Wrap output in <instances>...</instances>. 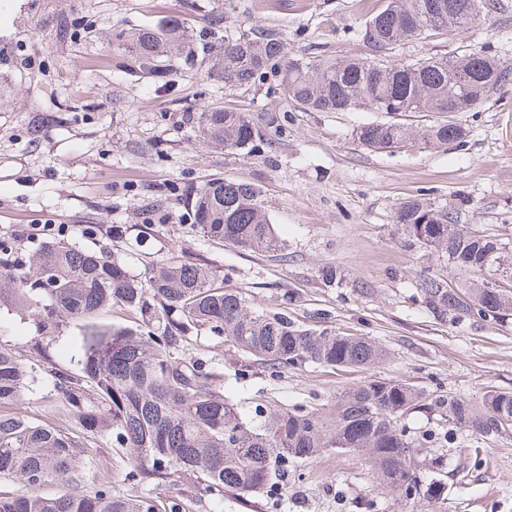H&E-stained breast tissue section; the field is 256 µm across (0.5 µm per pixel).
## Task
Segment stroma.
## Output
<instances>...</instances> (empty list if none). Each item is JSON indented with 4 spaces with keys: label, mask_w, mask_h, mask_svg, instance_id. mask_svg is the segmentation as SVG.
Returning <instances> with one entry per match:
<instances>
[{
    "label": "stroma",
    "mask_w": 512,
    "mask_h": 512,
    "mask_svg": "<svg viewBox=\"0 0 512 512\" xmlns=\"http://www.w3.org/2000/svg\"><path fill=\"white\" fill-rule=\"evenodd\" d=\"M195 6L197 26L223 13L228 26L281 31L291 55L309 59L371 56L358 31L371 0H0V242L35 250L44 239L117 252L131 274L171 247L207 258L228 289L277 309L294 294L288 314L300 326L330 328L374 339L386 359L367 369L337 370L313 363L274 374L231 343L205 334L193 356L221 365L224 396L246 417L295 405L327 408L345 390L391 379L481 403L488 392L512 391V323L440 321L419 300L428 275L446 273L433 250L405 247L395 226L399 204L418 197L456 210L459 223L512 240V81L471 112L454 113L469 135L439 148L365 150L359 125L381 112H299L273 88L225 90L198 65L171 83L119 66L106 33L117 26L155 24ZM460 33L411 39L390 51L411 62L485 49L512 63V0ZM218 101L250 115L287 112L282 132H267L261 151H228L200 137L187 113ZM215 177L257 184L286 247L285 256L242 252L192 231L183 199ZM153 227L150 237L142 225ZM121 237H114V230ZM336 269L339 280L322 278ZM78 325L38 341L34 323L0 309V346L35 368L45 363L78 370ZM80 436L75 420L55 409L42 374L24 398L6 406ZM86 486L111 476L120 485L124 457L108 441L88 437ZM444 454L435 499H403L380 483L363 457L330 451L292 463L275 490L222 503L196 500L189 490L144 491L160 512H512V430L470 436L458 445L423 449L425 472Z\"/></svg>",
    "instance_id": "stroma-1"
}]
</instances>
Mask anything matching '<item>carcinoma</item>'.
Segmentation results:
<instances>
[{
  "instance_id": "obj_1",
  "label": "carcinoma",
  "mask_w": 512,
  "mask_h": 512,
  "mask_svg": "<svg viewBox=\"0 0 512 512\" xmlns=\"http://www.w3.org/2000/svg\"><path fill=\"white\" fill-rule=\"evenodd\" d=\"M499 0H384L359 34L369 58H294L273 28L221 27L211 20L194 38L193 18L155 26L112 30V53L143 74L175 76L196 59L208 60L207 76L224 88L277 77L280 96L301 112H471L512 80V65L479 52L455 59L421 58L401 63L380 52L412 38L432 36L429 27L461 32ZM285 116L265 110L258 119L224 106L198 117L200 135L227 150L253 152L264 131L279 132ZM466 128L446 121L427 126L389 119L357 128L355 137L373 152L460 144ZM192 227L207 239L241 250L279 256L284 244L250 182L215 178L187 200ZM456 212L421 199L400 203L395 222L410 248L435 250L464 278L456 290L430 275L420 283L421 302L435 318L505 322L512 318V243L456 223ZM502 271L505 286L488 287L483 274ZM258 310L200 257L171 255L151 263L146 279L123 261L65 242H49L25 256L0 243V306L24 310L43 339L60 326L82 323L80 368L50 366L55 408L96 437L119 447L128 465L124 480L136 488L190 481L199 498L260 493L284 474L290 461L309 462L328 449L358 453L370 469L405 499L431 490L435 481L411 465L426 444H452L455 432L486 438L512 426V392L488 393L481 406L455 395H434L398 380H372L336 397L328 410L294 406L270 412L260 423L245 418L224 398L219 367L186 354L203 332L231 342L273 370L314 363L331 368H368L384 350L374 340L334 330L303 329L288 317V301ZM136 316L135 327L85 324L112 307ZM34 379L32 366L0 348V407L21 400ZM413 409L438 426L421 438L407 434ZM444 423L455 428L448 432ZM86 448L49 425L0 414V476L29 488L0 491V512H158L156 500L139 493L117 495L112 479L83 489ZM54 484L59 493L36 489Z\"/></svg>"
}]
</instances>
